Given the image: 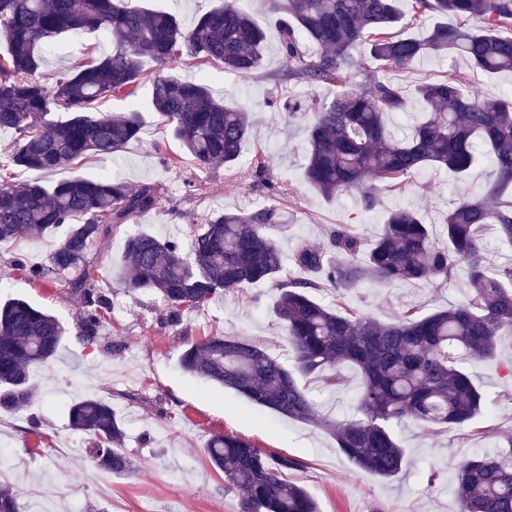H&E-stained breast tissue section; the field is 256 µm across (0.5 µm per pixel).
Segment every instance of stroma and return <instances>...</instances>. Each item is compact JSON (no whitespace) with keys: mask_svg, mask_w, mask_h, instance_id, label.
Instances as JSON below:
<instances>
[{"mask_svg":"<svg viewBox=\"0 0 512 512\" xmlns=\"http://www.w3.org/2000/svg\"><path fill=\"white\" fill-rule=\"evenodd\" d=\"M267 32V50L261 69L249 76L224 73L206 63L193 67L206 76L211 89L227 106L251 112L255 124L246 153L262 149L275 155L272 174L291 182L293 192L280 200L284 214L292 215L288 228H273L272 236L284 252L298 240L315 246L324 242V227L347 224L365 241L381 232L388 209L410 207L430 224L442 223L453 200L481 195L491 168L481 160L465 175L425 168L402 190L385 195L381 207L363 212L353 196L328 200L306 181L303 170L305 123L288 116L271 101L309 94L314 100L331 99L335 87L320 85L310 91L281 81L283 69L279 35L263 0H241ZM107 38L87 33L55 41L38 71L47 85L81 62L87 51L109 48ZM457 57H429L409 70L394 74L407 100L393 126L411 128L421 107L415 89L422 81L454 71H467ZM149 85L136 97L108 98L104 112L138 109L146 121L138 140L123 152V179L136 186H158L157 207L113 229L108 244L100 247L102 268L118 264L126 234L144 231L160 237L186 239L191 228L217 211L249 210L264 204L263 194L240 180L237 168L215 163L197 170L183 147L150 110ZM49 239L31 235L0 243V302L23 298L55 315L65 333L60 357L31 371L34 396L15 413H0V448L8 456L0 466V483L14 488L23 512H241L234 495L225 493L224 476L206 456L211 437L232 433L254 446L293 459L297 468L281 469L283 478L307 488L320 512H457L454 473L457 464L496 443L491 430L512 426V338H503L495 363L466 362L465 368L485 398V407L470 434L447 427L426 431L399 427L395 435L405 450L402 472L381 479L358 471L339 451L327 431L258 408L235 392L207 384L185 374L179 356L188 342L210 334L239 336L264 343L286 367H293V350L273 313L278 292L271 283L256 284L241 292L221 294L202 309L185 312L172 321L156 296L128 294L112 289V310L96 343L79 334V299L61 282L29 280L13 266L15 258L44 261ZM465 275L447 287L434 289L424 283L374 286L351 291L347 304L373 318L388 321L404 307L420 313L466 301ZM346 384L334 391L310 378H300L319 412L333 420L351 410L360 376L352 366H342ZM88 394L111 402L123 418L125 451L131 460L127 474L99 469L91 460L89 435L70 426L69 408Z\"/></svg>","mask_w":512,"mask_h":512,"instance_id":"obj_1","label":"stroma"}]
</instances>
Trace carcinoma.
Returning <instances> with one entry per match:
<instances>
[{
    "instance_id": "carcinoma-1",
    "label": "carcinoma",
    "mask_w": 512,
    "mask_h": 512,
    "mask_svg": "<svg viewBox=\"0 0 512 512\" xmlns=\"http://www.w3.org/2000/svg\"><path fill=\"white\" fill-rule=\"evenodd\" d=\"M267 7L276 15L284 79L336 87L333 98L313 107L302 97L284 103L306 123L304 176L313 189L327 198L352 195L370 212L421 168L462 175L484 154L492 166L485 191L452 203L437 232L414 209H390L367 248L350 225L329 224L323 246L297 245L287 272L285 254L269 235L282 223L275 202L283 188L270 174L273 155L261 152L245 174L269 204L213 213L186 243L131 233L115 280L129 293L156 294L174 319L222 291L274 283L275 315L297 372L337 390L345 385L340 367L358 368L351 416L336 422L320 415L288 368L265 347L237 336L210 335L187 345L181 368L261 409L330 431L359 471L395 477L405 451L393 427L470 426L484 401L462 363L493 360L501 337L512 336V263L488 265L483 238L490 226L512 246V93L472 98L468 77L459 73L423 82L416 92L424 116L398 137L388 122L406 100L382 72L405 70L429 54L459 55L484 75L512 72V0H410L408 13L400 0H267ZM448 14L461 23L437 24L423 37L400 33L420 19ZM81 33L110 37L112 47L84 58L52 87L35 77L52 39ZM0 42V131L15 133L0 154V242L64 230L45 262L19 259L16 266L31 280L70 288L82 303L81 335L92 344L111 310L94 247L114 226L155 209L157 187H132L105 175L13 185L7 174L18 168L55 172L90 157L122 160L126 145L139 139L142 117L135 110L102 112L99 104L136 95L144 58L156 66L153 111L195 167L239 164L253 127L249 113L226 107L203 78L169 70L201 60L228 74L252 75L262 67L266 33L235 0L206 10L189 30L174 14L133 0H0ZM363 50L376 64L366 72ZM361 72L364 78L355 80ZM438 234L446 245L437 242ZM461 269L467 300L425 315L407 309L380 322L345 304L348 292L363 283L427 282L438 289ZM326 289L336 294V304L317 298ZM62 337L57 317L27 300L0 304V411L30 403V370L57 357ZM69 418L93 438L98 467L112 473L130 468L125 426L109 402L89 395L70 408ZM493 433V451L459 465L458 512H512V427ZM206 454L244 512H318L313 495L278 475L273 455L248 441L219 433ZM20 509L14 489L0 485V512Z\"/></svg>"
}]
</instances>
